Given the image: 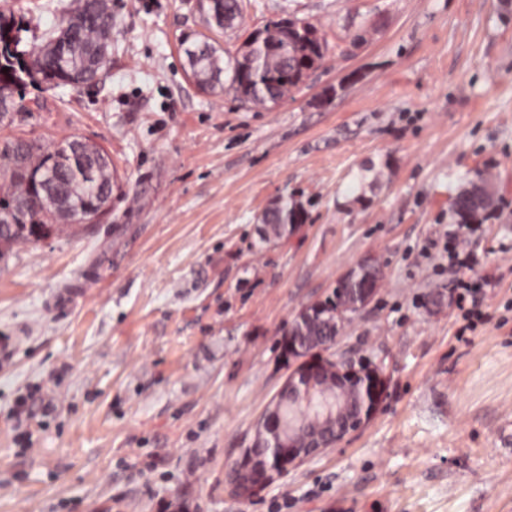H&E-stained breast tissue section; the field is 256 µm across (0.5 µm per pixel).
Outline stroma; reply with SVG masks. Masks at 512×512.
Here are the masks:
<instances>
[{
  "instance_id": "1",
  "label": "stroma",
  "mask_w": 512,
  "mask_h": 512,
  "mask_svg": "<svg viewBox=\"0 0 512 512\" xmlns=\"http://www.w3.org/2000/svg\"><path fill=\"white\" fill-rule=\"evenodd\" d=\"M112 71L0 124L111 156L97 224L0 247V512H512V0H245L324 65L272 109L199 90L185 0H112ZM496 208L460 226L459 191ZM307 220L260 241L281 198ZM480 292L458 302L450 258ZM382 279L337 347L377 413L243 502L224 474L289 369L284 330L365 258Z\"/></svg>"
}]
</instances>
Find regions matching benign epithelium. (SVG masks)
I'll use <instances>...</instances> for the list:
<instances>
[{
  "label": "benign epithelium",
  "instance_id": "7a95c632",
  "mask_svg": "<svg viewBox=\"0 0 512 512\" xmlns=\"http://www.w3.org/2000/svg\"><path fill=\"white\" fill-rule=\"evenodd\" d=\"M374 296L366 295L347 313L336 312L338 330ZM338 340L325 338L307 352L289 346L287 381L256 422L252 443L225 472L239 499L251 500L288 469L337 447L376 413L384 383L379 367L365 358L329 356Z\"/></svg>",
  "mask_w": 512,
  "mask_h": 512
}]
</instances>
